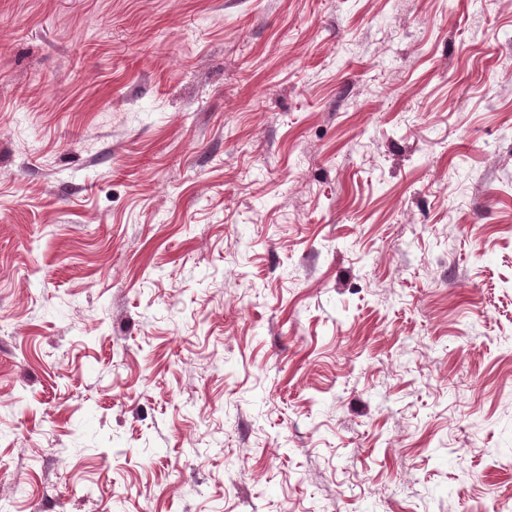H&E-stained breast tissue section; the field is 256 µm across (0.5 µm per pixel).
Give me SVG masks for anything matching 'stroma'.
<instances>
[{
  "label": "stroma",
  "mask_w": 512,
  "mask_h": 512,
  "mask_svg": "<svg viewBox=\"0 0 512 512\" xmlns=\"http://www.w3.org/2000/svg\"><path fill=\"white\" fill-rule=\"evenodd\" d=\"M512 512V0H0V504Z\"/></svg>",
  "instance_id": "35a3bbf8"
}]
</instances>
